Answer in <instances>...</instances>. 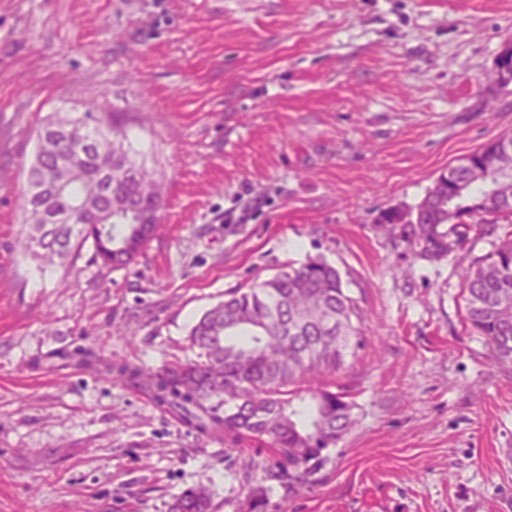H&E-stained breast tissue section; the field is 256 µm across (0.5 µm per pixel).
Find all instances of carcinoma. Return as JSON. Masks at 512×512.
Listing matches in <instances>:
<instances>
[{
  "mask_svg": "<svg viewBox=\"0 0 512 512\" xmlns=\"http://www.w3.org/2000/svg\"><path fill=\"white\" fill-rule=\"evenodd\" d=\"M68 128L74 147L65 154L57 130ZM466 159L440 175L448 187L416 206L418 223L402 225L400 238L416 259L434 262L445 254L458 260L466 322L499 363L512 364V223L501 235L502 225L485 219L512 220V147L491 157L476 150ZM23 199L21 248L49 267L66 264L89 240L104 266H128L133 258L120 245L162 205L154 172L126 127L94 117L92 108L43 121ZM472 230L477 239L499 242L468 263L462 252ZM103 240L115 246L108 259L100 251ZM356 317L339 271L309 257L207 309L188 330L196 359L158 369L114 363L108 372L147 388L159 408L196 434L224 441L228 453L248 441L265 445L269 475L302 488L325 460L323 452L356 423V403L331 380L364 344ZM246 506L266 512V488H251ZM210 509L203 489H187L169 506V512Z\"/></svg>",
  "mask_w": 512,
  "mask_h": 512,
  "instance_id": "cac0c4a2",
  "label": "carcinoma"
}]
</instances>
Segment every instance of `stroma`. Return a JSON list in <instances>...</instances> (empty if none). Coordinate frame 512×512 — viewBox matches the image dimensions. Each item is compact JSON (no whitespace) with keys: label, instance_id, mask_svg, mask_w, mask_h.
<instances>
[{"label":"stroma","instance_id":"1","mask_svg":"<svg viewBox=\"0 0 512 512\" xmlns=\"http://www.w3.org/2000/svg\"><path fill=\"white\" fill-rule=\"evenodd\" d=\"M512 0H0V512H512V364L464 325L454 261L382 228L512 135L497 83ZM116 113L163 182L128 267L23 252L49 113ZM341 273L363 348L358 422L300 491L258 443L225 453L107 368L193 358L205 310L291 262ZM211 502L203 489H187L174 497L169 512H209Z\"/></svg>","mask_w":512,"mask_h":512}]
</instances>
